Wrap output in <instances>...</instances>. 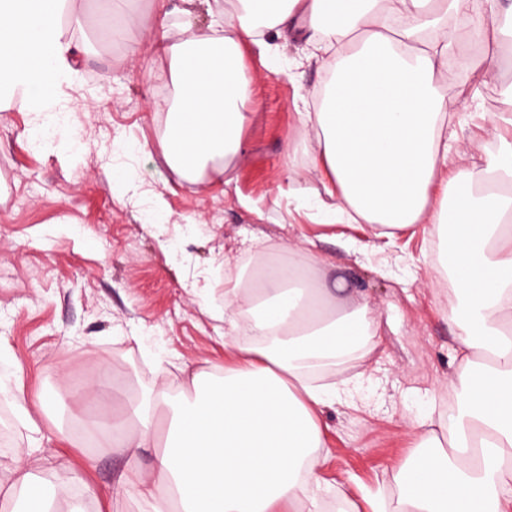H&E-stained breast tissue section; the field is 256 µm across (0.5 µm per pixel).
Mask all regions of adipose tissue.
I'll use <instances>...</instances> for the list:
<instances>
[{"label":"adipose tissue","instance_id":"ef3b65f1","mask_svg":"<svg viewBox=\"0 0 512 512\" xmlns=\"http://www.w3.org/2000/svg\"><path fill=\"white\" fill-rule=\"evenodd\" d=\"M71 0H0V92L22 91L35 126L74 103L62 92L81 56L61 40ZM224 32L185 26L154 40L174 94L160 143L172 170L195 180L213 158L239 153L248 99L245 44L302 25L313 51L332 52L319 105L302 107L310 149L341 207L323 223L363 220L386 231L434 224L450 246L459 365L469 379L447 439L400 472L401 512H512V143L481 167L448 173L447 119L462 108L451 71L471 72L472 92L497 68L463 53L468 43L512 42V0H224ZM293 266L271 267L260 287L226 275L236 344L223 377L190 378L193 397L168 387L114 415L130 452L122 484L141 512H314L320 415L347 389L316 385L307 357L364 347L377 320L339 288H295ZM155 451L149 471L136 458ZM11 493L21 512H59L58 494L25 471Z\"/></svg>","mask_w":512,"mask_h":512}]
</instances>
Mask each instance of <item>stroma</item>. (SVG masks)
<instances>
[{
	"mask_svg": "<svg viewBox=\"0 0 512 512\" xmlns=\"http://www.w3.org/2000/svg\"><path fill=\"white\" fill-rule=\"evenodd\" d=\"M132 8L144 23L133 32L138 54L123 40L96 46L64 88L84 107L51 147L34 149L23 104L0 106V388L8 394L0 512L30 467L50 483L75 475L87 512H135L134 489L118 486L127 454L75 435L59 441L53 421L61 412L76 420L111 413V395L93 405L79 393L102 373L127 400L179 385L194 370L223 371L226 346L245 339L221 316L224 270L244 265L258 242L284 261L319 256L314 277L342 283L379 319L365 349L325 371L352 392L321 415L318 496L340 512L351 504L370 512L374 497L398 512L397 469L424 432L444 431L435 398L459 376L452 298L440 291L445 243L429 224L380 236L362 222L316 217L323 174L294 151L314 138L295 102L322 88L329 57L308 58L302 33L274 41L281 59L300 61L295 70L273 68L265 51L245 46L248 94L260 107L242 128L240 153L206 178H178L158 147L165 115L154 101L169 84L150 42L161 20L153 0ZM107 17L125 22L110 0H76L65 23L84 36ZM484 57L500 81L483 88L478 110L459 113L455 169L481 166L499 146L489 118L501 107V85L512 82V49ZM62 381L71 390L64 408H42L43 394ZM22 408L41 430L34 458L25 454Z\"/></svg>",
	"mask_w": 512,
	"mask_h": 512,
	"instance_id": "1",
	"label": "stroma"
}]
</instances>
